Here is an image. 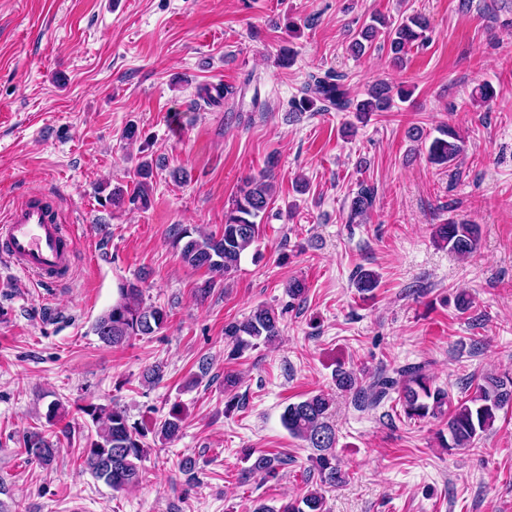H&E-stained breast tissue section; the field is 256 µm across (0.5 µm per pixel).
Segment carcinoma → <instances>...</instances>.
I'll use <instances>...</instances> for the list:
<instances>
[{
  "label": "carcinoma",
  "mask_w": 512,
  "mask_h": 512,
  "mask_svg": "<svg viewBox=\"0 0 512 512\" xmlns=\"http://www.w3.org/2000/svg\"><path fill=\"white\" fill-rule=\"evenodd\" d=\"M429 21L422 15H413L394 25L377 16L365 25L355 38L350 50L359 55L378 33L385 34L389 42L391 62L400 67L406 62L410 51L428 41ZM403 99L406 93L399 89L392 93V86L380 81L371 86L367 98L357 100L349 88L337 76L326 72L310 75L303 96L294 102L300 112L322 103L320 110L334 109L338 112H353L363 120L374 112H388L394 98ZM464 140L451 126L439 129V136L430 142L427 156L432 164H452L464 152ZM277 163L270 156L267 169L250 177L240 189L230 210L224 213V229L220 236H201L188 226L177 225L173 237L179 248L182 262L194 269H204L213 274L229 275L240 264L243 253L257 242L260 225L256 219L268 208L273 196V184L269 169ZM139 180L132 203L147 204L152 168L144 163L137 171ZM374 202V189L359 184L352 198L350 221H365ZM437 243L460 257L470 256L477 248L480 228L465 221L448 220L435 228ZM378 274L361 269L356 274V286L361 293H369L378 286ZM119 298L94 323L93 330L107 346L119 347L137 337L153 336L164 328L168 320L167 311L143 300V289L133 282H124L118 287ZM280 314L272 307L259 305L242 321L231 322L224 327V336L233 343V352L239 354L248 347L260 344L272 345L280 337ZM336 388L349 392L358 406H377L399 393V403L404 415L413 420L441 418L446 422L448 436H440L442 447L449 451L471 448L480 434L490 429L497 413L512 406V376L487 375L477 384L475 391L463 399H454L445 389L432 386L429 376L418 366L405 367L397 376H381L367 385L353 370L336 369ZM332 399L319 392L297 403L287 406L282 423L289 434L306 442L314 454L310 457L308 479L315 481L317 488L309 490L298 500L280 506L258 501L251 512H325L324 497L320 488L335 486L347 481L348 474L336 463V430L328 421ZM79 410L97 426L96 435L87 439L82 448V464L94 477L104 481L116 492L136 487L141 480L138 462L146 457L147 430L131 421L127 410L117 403L109 405L87 404ZM183 428L182 413L173 407L168 416L153 429L161 441H172ZM58 452L52 435L42 431H30L24 437V453L28 461L49 466ZM245 460L250 465L245 473L273 474L283 460L276 456L245 451Z\"/></svg>",
  "instance_id": "carcinoma-1"
}]
</instances>
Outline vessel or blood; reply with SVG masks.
<instances>
[{"label": "vessel or blood", "instance_id": "obj_1", "mask_svg": "<svg viewBox=\"0 0 512 512\" xmlns=\"http://www.w3.org/2000/svg\"><path fill=\"white\" fill-rule=\"evenodd\" d=\"M0 256L44 285L58 283L70 269L73 248L56 204L33 195L0 220Z\"/></svg>", "mask_w": 512, "mask_h": 512}]
</instances>
